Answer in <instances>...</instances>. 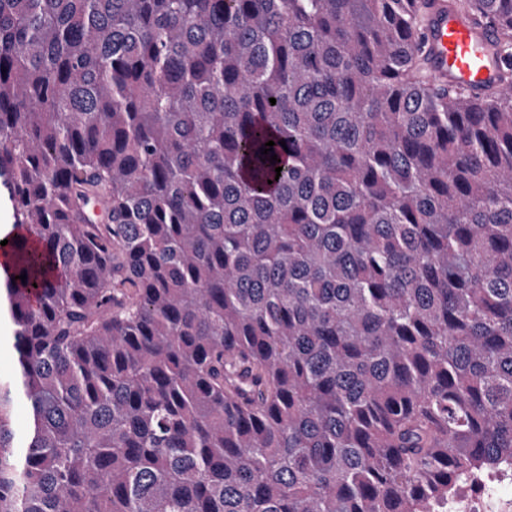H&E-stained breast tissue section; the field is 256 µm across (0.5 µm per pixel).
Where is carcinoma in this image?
Here are the masks:
<instances>
[{
	"label": "carcinoma",
	"mask_w": 512,
	"mask_h": 512,
	"mask_svg": "<svg viewBox=\"0 0 512 512\" xmlns=\"http://www.w3.org/2000/svg\"><path fill=\"white\" fill-rule=\"evenodd\" d=\"M428 2L0 0V512H446L512 467V0H448L508 56L474 93Z\"/></svg>",
	"instance_id": "obj_1"
}]
</instances>
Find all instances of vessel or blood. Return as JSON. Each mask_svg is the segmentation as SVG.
I'll return each mask as SVG.
<instances>
[{"label": "vessel or blood", "instance_id": "vessel-or-blood-1", "mask_svg": "<svg viewBox=\"0 0 512 512\" xmlns=\"http://www.w3.org/2000/svg\"><path fill=\"white\" fill-rule=\"evenodd\" d=\"M426 44L437 83L473 90L497 81L504 63L495 32L475 27L462 13L439 8L429 16Z\"/></svg>", "mask_w": 512, "mask_h": 512}]
</instances>
